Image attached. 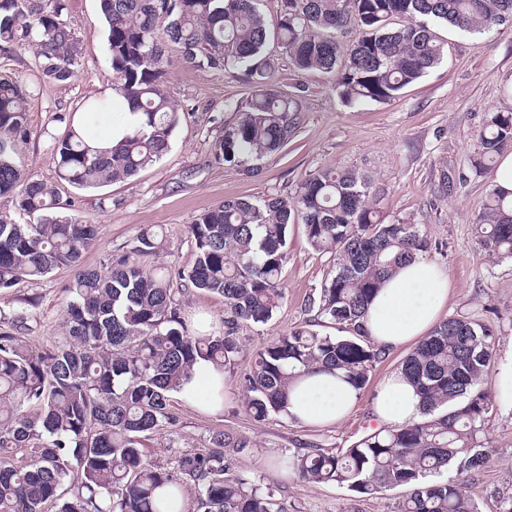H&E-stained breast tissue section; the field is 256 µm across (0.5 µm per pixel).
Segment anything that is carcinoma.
<instances>
[{"mask_svg": "<svg viewBox=\"0 0 512 512\" xmlns=\"http://www.w3.org/2000/svg\"><path fill=\"white\" fill-rule=\"evenodd\" d=\"M262 0H101L112 90L137 117L132 133L107 151L69 125L53 145L58 177L80 189L125 181L168 149L179 112L162 90L169 48L183 63L216 70L245 68L247 101L240 120L213 145L219 164L242 166L275 154L300 126L298 95L278 89L271 42L299 71L336 74L348 103L391 101L447 52L437 26L482 33L512 21V0H280L269 27ZM59 0H0V46L33 47L42 77L69 82L78 48L61 20ZM358 37L341 46L349 25ZM29 93L0 72V200L29 221L0 214V294L75 269L65 286L64 333L36 349L23 311L0 324V512H278L274 494L230 473L224 433L214 448L179 453L166 464L144 459L141 441L177 417L172 394L206 359L227 369L244 323L270 321L280 287L287 235L300 219L307 242L333 257L334 270L309 305L338 335L294 328L259 350L240 379L257 419L284 412L292 382L316 369L341 374L362 390L383 354L366 332V308L382 281L424 255L431 243L417 224L387 221L382 194L367 176L325 169L292 197H239L187 226L192 264L177 273L192 287L224 298V332L192 334L175 303L170 276L139 257L155 249L147 227L106 271L79 267L97 239V224L58 211L53 187L16 163L14 145L29 133ZM512 145V112H489L476 137L474 168L486 169ZM480 247L512 260V192L493 184L475 224ZM494 333L464 316L437 324L400 363L422 399V419L378 429L341 454L308 448L285 468L303 481L336 483L373 496L408 486L400 512H478L464 476L489 462L484 423ZM453 470L443 481L430 477Z\"/></svg>", "mask_w": 512, "mask_h": 512, "instance_id": "1", "label": "carcinoma"}]
</instances>
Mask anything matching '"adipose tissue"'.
<instances>
[{
	"mask_svg": "<svg viewBox=\"0 0 512 512\" xmlns=\"http://www.w3.org/2000/svg\"><path fill=\"white\" fill-rule=\"evenodd\" d=\"M451 286L448 274L424 258L400 266L381 284L367 307L365 323L372 340L392 348L426 336L437 323ZM195 372V380L179 392L181 401L199 410L220 411L223 372L204 360L197 362ZM356 398V390L347 382L317 371L294 382L287 413L303 424L334 425L345 419ZM421 412L415 388L401 373L391 374L381 384L373 405L379 425L403 426L419 420Z\"/></svg>",
	"mask_w": 512,
	"mask_h": 512,
	"instance_id": "1",
	"label": "adipose tissue"
}]
</instances>
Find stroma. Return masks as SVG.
I'll use <instances>...</instances> for the list:
<instances>
[{
  "mask_svg": "<svg viewBox=\"0 0 512 512\" xmlns=\"http://www.w3.org/2000/svg\"><path fill=\"white\" fill-rule=\"evenodd\" d=\"M62 4V18L79 47L73 79L66 84L43 79L28 48L0 50V71L30 92V134L17 146V161L35 178L54 185L69 214L98 224L97 242L83 254L82 267L105 270L108 258L123 255L141 230L151 226L159 245L142 264L151 271L174 272L192 258L187 225L224 198L290 194L309 174L329 168L371 175L387 190V218L421 225L431 242L427 260L450 277L453 286L443 317L468 316L494 332L496 356L488 382L493 405L485 423L491 461L467 477L466 485L480 512H505L512 505V400L504 396L501 380L512 374V260H496L477 243L474 223L495 172L476 171L472 158L486 113L512 111V22L482 34L441 29L448 42L443 61L398 99L384 103L344 104L334 75L301 72L280 62L276 81L281 91L299 94L302 121L279 153L261 161L255 177L216 164L212 157L223 127L240 118L234 103L244 102L251 92L242 72L190 67L169 51L165 90L180 121L168 150L128 181L78 189L56 175L54 137L63 133L65 119L86 105L111 113L116 123L121 114L112 108V69L99 0ZM332 268V258L312 249L303 225L294 224L282 273L284 299L270 321L238 331L239 352L224 374L223 411L201 412L173 398L176 431L148 441V459L163 463L171 454L211 447L213 433L220 431L225 441L246 445L230 457L233 473L270 489L282 512H399L406 488L366 497L337 484L299 480L282 461L306 448L339 454L376 430L375 394L384 378L397 372L411 345L390 349L376 363L354 409L339 424L305 425L284 413L257 420L244 404L239 379L258 350L309 321L319 332L335 333V325L317 321L305 306ZM72 275L71 269L61 268L0 295L1 310H27V338L33 346H48L62 335L63 287ZM175 291L188 325L196 328L201 319L216 324L223 318L222 297L181 285Z\"/></svg>",
  "mask_w": 512,
  "mask_h": 512,
  "instance_id": "35a3bbf8",
  "label": "stroma"
}]
</instances>
